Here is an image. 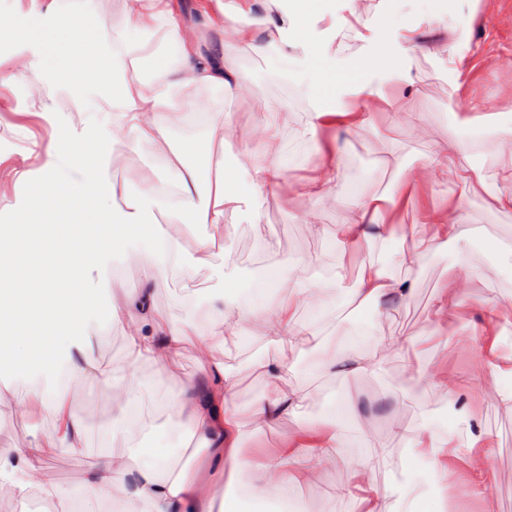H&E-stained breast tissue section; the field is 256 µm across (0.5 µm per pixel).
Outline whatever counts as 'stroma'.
<instances>
[{"mask_svg": "<svg viewBox=\"0 0 512 512\" xmlns=\"http://www.w3.org/2000/svg\"><path fill=\"white\" fill-rule=\"evenodd\" d=\"M448 19L453 31L428 23V16ZM419 28L418 48L404 54L396 31L402 25ZM359 30L361 39L351 41L340 57L339 71L356 73L366 56L380 54V70L366 75L371 90L383 91L388 101L372 125L349 133L331 126L317 131L314 139L303 131L314 123L308 98L286 76L276 54L237 53L236 66L247 71L248 93L240 95L219 89L199 92L208 112L207 126L174 117L171 139L183 147L203 129L231 127L239 133L224 153L203 158L188 155V163L201 171L214 170L222 159H245L260 155L259 141L247 133L263 121L268 109H280L281 137L289 162L284 179L266 189L251 218L226 217L223 228L197 226L185 241L195 251L199 240L210 239L207 264L185 270L172 268L167 257L155 260L150 285L160 313L182 325L203 319L214 294L223 292L225 259L236 264L238 290L235 300L243 302L256 288L252 273L270 266L280 272L282 286H291L297 276L295 260H309L308 281L325 285L324 299L330 311L311 321L299 311L300 321L309 329L293 345H278L264 335L258 318L246 320L238 335L228 337L224 367L237 383L231 401L241 425L242 470L236 475L216 473L214 494L240 496L245 512H257L259 504L242 494L291 433L309 426H327L335 421L334 410L345 396L353 403L344 418V443L334 466L315 474L302 485L296 500L299 512H360L353 492H341L347 474L366 455L379 449L389 454V467L372 473L378 488L381 512H398L400 489L408 482L418 484L426 512H512V413L496 409L485 397L499 386V379L481 365L475 347L467 345L484 309L512 306V210L495 208L488 197L468 182L439 174L427 197L442 206L449 199L463 201L467 219L475 233L465 249L454 245H432L428 226H421L412 241L420 257L410 267L400 266L397 252L404 244L405 225L415 223L413 210L398 211L400 222L394 233L362 243L352 252L334 248L333 232L345 222L363 196L390 194L392 188L421 171L454 144L468 141L475 126L498 128L512 125V0H369ZM385 32V47L372 36ZM456 44L466 54L470 70L460 89L448 83V60L435 49L444 41ZM97 97L86 91L60 86L42 70L36 44L21 43L9 32H0V226L9 224L11 213L24 202L29 178L38 176L47 149L60 128L81 130L89 124L110 125L109 115L95 111ZM340 147L343 162L335 192L320 197L297 196L293 187L310 175L309 155L317 148ZM112 181L137 194L142 186L139 174L151 168L158 182L173 187L174 176L162 160L148 151L133 149L127 139L113 142L103 160ZM143 243L113 255L94 271L100 305H108L125 292L142 288L143 271L139 254ZM467 261L480 273L470 287L454 293L448 320L428 330L431 308L445 284ZM372 261L396 277L416 284L413 295L381 308L358 307L348 302L362 262ZM87 330L97 342L98 356L112 364L116 377L126 369V328L119 322L91 319ZM365 334L358 355L372 350L371 338L396 340L395 350L386 352L375 370L361 373H322L316 360L323 343L349 334ZM278 361L286 365L288 388L302 390L306 399L296 414L272 427L262 426L252 416L254 407L268 390L263 364ZM200 371L193 346H186L173 373L157 371L143 363L136 367L140 414L145 425L140 438L178 464L194 465V449L182 444L175 425L177 413L167 398L179 381ZM449 372L459 382V393L448 397L432 380ZM71 410L85 425L82 448H56L41 462L42 474L50 483L67 490L77 488L86 471L112 447V433L124 429V418L112 406L110 390L101 384L71 385L67 388ZM454 402L457 413L443 421L458 436L454 484L446 501H439L426 465L410 446V438L422 422H434L439 406ZM54 424L48 411L35 416L19 414L0 404V448L35 447ZM478 425L490 442L493 493L489 500L466 495L461 487L468 450L465 443L471 425Z\"/></svg>", "mask_w": 512, "mask_h": 512, "instance_id": "stroma-1", "label": "stroma"}]
</instances>
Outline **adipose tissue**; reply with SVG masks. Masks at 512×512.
Segmentation results:
<instances>
[{
	"mask_svg": "<svg viewBox=\"0 0 512 512\" xmlns=\"http://www.w3.org/2000/svg\"><path fill=\"white\" fill-rule=\"evenodd\" d=\"M264 2L272 8L260 20L268 45L277 48L279 57L288 63L294 61L297 52L306 54L304 64L312 69L308 95L319 124H337L350 133L362 129L370 115L361 111L357 100L365 93L366 84L337 73L335 53L330 47H317L316 41L324 32L357 33L365 0H349L348 13L343 17L325 10L323 0H290L283 10L277 7L279 0ZM254 6L255 0H240L232 8L224 0H209L211 13L224 19V40L220 43L206 33L189 30L164 0H133L126 28L139 34L135 43L99 31L85 0L52 7L37 23L11 28L17 41L39 43L41 64L57 84L97 88L98 111L112 115L111 135L90 126L78 134L61 132L54 139L40 177L29 185L27 203L15 210L11 228L0 231V372H48L66 367L69 382L110 386L119 409L128 415L119 449L88 470L80 497L58 491L62 512H95L96 506L114 499L122 504L120 512H197L198 503L211 495L208 485L187 469H174L170 457L134 443L135 434L143 427L142 420L132 415L137 378L131 373L124 382H113L111 364L98 358L96 344L87 332L90 315L125 322L126 356L133 366L149 362L168 373L183 348L195 346L200 373L184 382L171 401L181 415L178 426L183 436L207 449L209 462L218 467L236 458L240 437V424L230 407L236 381L224 369L227 337L237 335L241 322L255 313L262 318L268 339L279 344L293 341L301 333L297 309L321 305L322 286L300 279L283 293L272 271L267 274L266 288L279 291L275 304L251 307L231 301L226 293L236 288L237 279L228 269L224 272L226 292L212 300L205 322L179 326L158 312L150 288H141L123 297L120 305L102 309L90 282L92 271L133 239H149L153 246L152 254L141 258L144 274H151L154 255L182 261V240L190 225L223 226L226 214L250 213L259 191L282 181L277 115H270L253 129L261 144L260 156L236 160L207 176L189 164L185 154L190 151L211 157L218 142L230 141L229 132L218 137L201 134L184 151L173 147L170 136L173 116L203 119L193 91H240L247 87L248 76L235 67L232 54L258 48L252 29L238 23L239 14ZM162 20L167 23L164 38L174 48L170 54L154 49L149 40ZM128 66L134 72L130 78L123 75ZM336 92L350 97V104L325 106L326 97ZM119 134L131 135L135 149L162 157L175 175L176 192H167L147 169L140 174L142 191L120 197L117 185L102 166L113 136ZM495 148L507 165L499 174L479 178L478 184L495 206L512 209V127L498 130ZM340 166L337 150L322 152L311 175L296 185V194L332 192ZM451 169L459 179L469 180V172L459 167L451 150L402 184L392 202L395 208L413 207L418 223L430 225L434 238L458 245L473 235L462 202L435 207L426 202L424 194L432 176ZM394 222L393 211L385 210L380 198L371 196L359 203L346 222L337 225L334 235L340 244L352 248L390 232ZM413 292L410 279L393 277L369 262L360 265L349 299L379 307L408 298ZM502 319L497 308L483 313L480 360L496 377L511 379L512 356H502L494 338ZM351 349L348 339L326 343L319 369L364 372L382 362L381 349H374L366 360L352 357ZM264 371L268 394L253 415L260 424L272 426L295 414L302 396L285 387L284 364H265ZM4 399L21 412H33L40 405L53 412V430L42 443L33 448L0 450V480L11 482L27 496L47 493L48 486L41 478L42 456L60 446L81 448L84 424L72 414L64 394H48L34 383L23 395L8 393ZM469 444L477 452L471 459L467 493L489 498L491 469L486 439L473 431ZM412 445L418 458L430 464L436 487L447 488L449 459L455 448L453 433L437 432L425 424ZM342 446L341 430H299L252 483V496L276 501L278 512H288L291 489L309 480L322 464L334 461Z\"/></svg>",
	"mask_w": 512,
	"mask_h": 512,
	"instance_id": "1",
	"label": "adipose tissue"
}]
</instances>
